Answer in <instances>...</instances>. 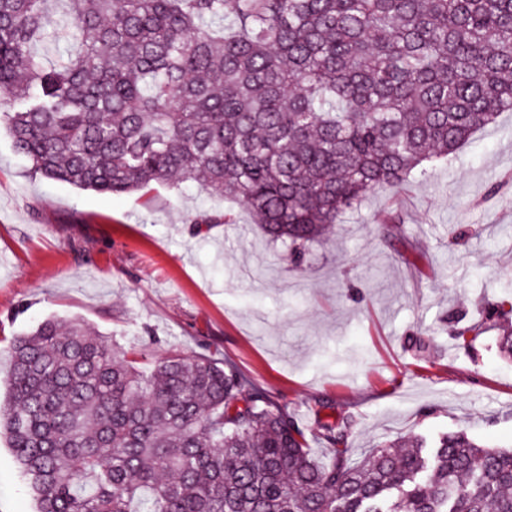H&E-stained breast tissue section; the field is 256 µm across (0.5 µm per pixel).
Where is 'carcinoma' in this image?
Returning a JSON list of instances; mask_svg holds the SVG:
<instances>
[{"label": "carcinoma", "instance_id": "1", "mask_svg": "<svg viewBox=\"0 0 512 512\" xmlns=\"http://www.w3.org/2000/svg\"><path fill=\"white\" fill-rule=\"evenodd\" d=\"M0 0V125L100 194L195 182L296 249L512 112V0ZM454 333L466 349L480 334ZM8 440L36 512H512V449L463 431L350 462L355 417H297L211 355L144 373L80 320L14 338Z\"/></svg>", "mask_w": 512, "mask_h": 512}]
</instances>
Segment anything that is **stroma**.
<instances>
[{
    "instance_id": "1",
    "label": "stroma",
    "mask_w": 512,
    "mask_h": 512,
    "mask_svg": "<svg viewBox=\"0 0 512 512\" xmlns=\"http://www.w3.org/2000/svg\"><path fill=\"white\" fill-rule=\"evenodd\" d=\"M204 210L231 223L195 234ZM399 213L388 231L382 217ZM512 290V112L447 164L376 191L300 261L247 207L188 182L103 195L32 174L0 127V400L12 340L54 315L88 322L151 370L170 353H220L334 452L320 417L350 412L348 456L467 431L512 448V362L488 307ZM479 323L468 350L455 328ZM431 343L417 355L413 337ZM0 512H35L0 439Z\"/></svg>"
}]
</instances>
